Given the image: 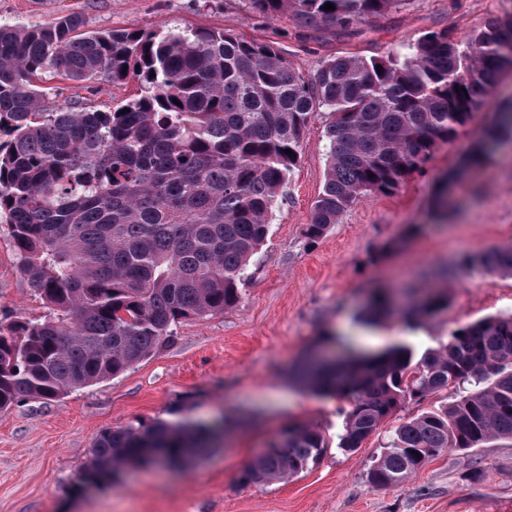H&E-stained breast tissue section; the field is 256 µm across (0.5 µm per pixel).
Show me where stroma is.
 <instances>
[{
    "instance_id": "1",
    "label": "stroma",
    "mask_w": 512,
    "mask_h": 512,
    "mask_svg": "<svg viewBox=\"0 0 512 512\" xmlns=\"http://www.w3.org/2000/svg\"><path fill=\"white\" fill-rule=\"evenodd\" d=\"M32 0H0V21L46 26L76 13L89 31L203 27L232 29L276 42L304 74L329 58L383 57L424 31L466 36L503 16L504 0H404L350 32L309 35L292 18L261 20L246 0H56L43 11ZM50 100L109 110L138 93L136 79L44 84ZM318 113L307 127L285 196L269 218L260 261L224 312L177 325L171 340L124 374L54 400L26 398L0 411V512H512V439L449 449L406 482L372 490L366 474L395 428L457 390L403 405L352 451L339 446L348 401L312 392L293 369L319 346L323 333L358 351L407 349L413 359L446 345L459 327L512 315V276L463 272L442 278L443 266L465 253L512 245V139L481 165L459 170L478 143L471 125L440 147L427 169L391 196L360 197L317 240L304 230L323 189L328 162ZM453 172L447 190L438 178ZM446 290L448 307L434 317L379 325L360 319L375 292ZM41 304L17 270L6 226L0 225V318L40 315ZM224 427L204 457L166 467L130 466L117 481L81 487L101 432L174 420ZM319 427L322 456L303 473L270 484L240 475L284 429Z\"/></svg>"
}]
</instances>
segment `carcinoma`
Returning <instances> with one entry per match:
<instances>
[{
    "label": "carcinoma",
    "instance_id": "obj_1",
    "mask_svg": "<svg viewBox=\"0 0 512 512\" xmlns=\"http://www.w3.org/2000/svg\"><path fill=\"white\" fill-rule=\"evenodd\" d=\"M246 2L256 17L287 14L334 35L401 0ZM84 26L76 13L49 27L0 24V223L44 308L38 317L0 321V410L115 378L166 344L182 321L236 304L317 112L330 116L329 167L305 227L309 240L359 197L390 196L422 171L512 70L511 11L464 38L430 30L407 53L338 56L307 76L275 43L230 29ZM48 75L114 84L135 77L139 93L111 111L60 106L42 91ZM505 130L512 134L510 112L483 128V140ZM458 265L512 275V246L465 254ZM447 307L448 293L430 289L400 315L410 325ZM394 309L381 294L365 314L377 322ZM328 366L309 362L302 372L306 386L348 397L340 436L347 450L405 403L451 384L460 391L398 426L367 472L376 491L448 448L512 438V316L460 327L414 365L402 348L348 349L341 384L321 373ZM216 437L189 420L109 429L82 477L93 483L122 467L204 456ZM326 447L318 428L290 427L241 479L294 477Z\"/></svg>",
    "mask_w": 512,
    "mask_h": 512
}]
</instances>
